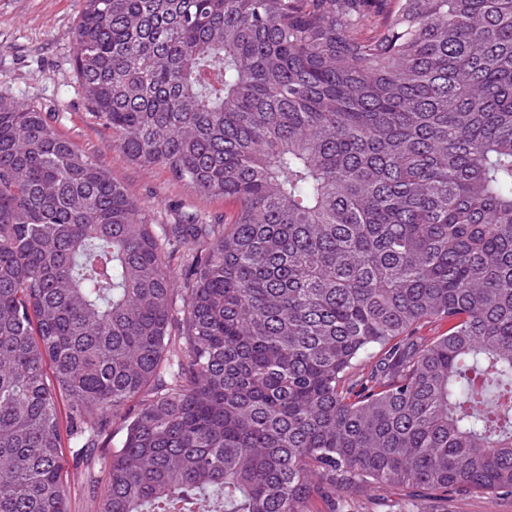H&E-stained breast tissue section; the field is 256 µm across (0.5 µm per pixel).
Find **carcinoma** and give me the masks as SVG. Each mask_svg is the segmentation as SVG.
I'll list each match as a JSON object with an SVG mask.
<instances>
[{"instance_id": "1", "label": "carcinoma", "mask_w": 512, "mask_h": 512, "mask_svg": "<svg viewBox=\"0 0 512 512\" xmlns=\"http://www.w3.org/2000/svg\"><path fill=\"white\" fill-rule=\"evenodd\" d=\"M72 49L131 162L235 211L158 234L0 94V512H68L63 399L83 463L140 403L96 512L512 497V0H83ZM406 491L399 486L392 487L384 491L380 496H375L372 499L365 501L363 509L360 512H392V506L395 502L404 498Z\"/></svg>"}]
</instances>
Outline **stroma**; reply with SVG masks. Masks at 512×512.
<instances>
[{"label": "stroma", "instance_id": "stroma-1", "mask_svg": "<svg viewBox=\"0 0 512 512\" xmlns=\"http://www.w3.org/2000/svg\"><path fill=\"white\" fill-rule=\"evenodd\" d=\"M82 0H0V93L36 107L80 150L101 159L138 201L148 223H175L184 211L223 215L224 201L133 164L88 112L72 63L71 33Z\"/></svg>", "mask_w": 512, "mask_h": 512}]
</instances>
